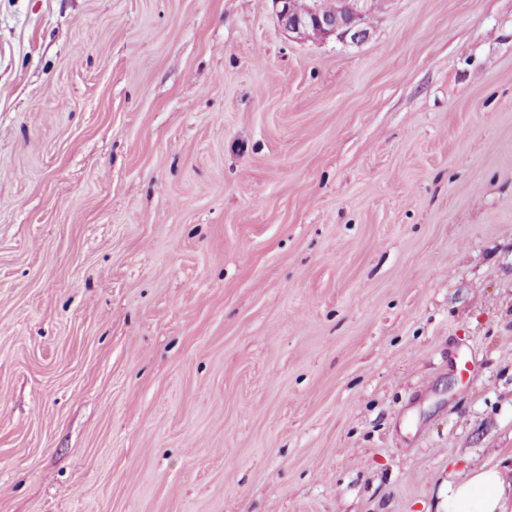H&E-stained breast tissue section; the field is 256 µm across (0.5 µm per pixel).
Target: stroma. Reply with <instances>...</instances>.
<instances>
[{
	"mask_svg": "<svg viewBox=\"0 0 512 512\" xmlns=\"http://www.w3.org/2000/svg\"><path fill=\"white\" fill-rule=\"evenodd\" d=\"M366 28L0 0V512H442L473 463L512 479V0Z\"/></svg>",
	"mask_w": 512,
	"mask_h": 512,
	"instance_id": "stroma-1",
	"label": "stroma"
}]
</instances>
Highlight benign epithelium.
<instances>
[{
    "mask_svg": "<svg viewBox=\"0 0 512 512\" xmlns=\"http://www.w3.org/2000/svg\"><path fill=\"white\" fill-rule=\"evenodd\" d=\"M272 3L281 28L291 38L334 36L339 40L348 38L359 42L367 36L364 20L368 0H344L345 10L340 16L323 13L315 6L301 9L297 0H272Z\"/></svg>",
    "mask_w": 512,
    "mask_h": 512,
    "instance_id": "1",
    "label": "benign epithelium"
}]
</instances>
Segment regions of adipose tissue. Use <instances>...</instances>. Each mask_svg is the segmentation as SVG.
<instances>
[{
    "label": "adipose tissue",
    "mask_w": 512,
    "mask_h": 512,
    "mask_svg": "<svg viewBox=\"0 0 512 512\" xmlns=\"http://www.w3.org/2000/svg\"><path fill=\"white\" fill-rule=\"evenodd\" d=\"M444 506L445 512H512L500 470L486 464L473 467L468 480L449 484Z\"/></svg>",
    "instance_id": "1"
}]
</instances>
